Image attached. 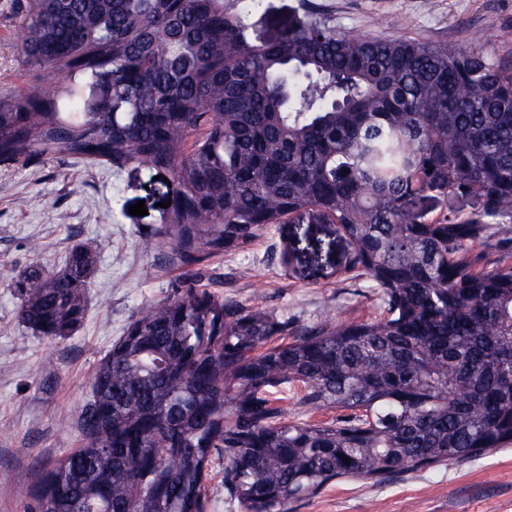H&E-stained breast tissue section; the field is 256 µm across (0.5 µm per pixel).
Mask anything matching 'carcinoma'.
<instances>
[{"mask_svg":"<svg viewBox=\"0 0 512 512\" xmlns=\"http://www.w3.org/2000/svg\"><path fill=\"white\" fill-rule=\"evenodd\" d=\"M472 33L458 50L339 33L313 13L265 31L224 0H34L20 54L39 85L0 99V164L36 151L164 169L163 234L181 263L246 249L311 212L348 243L334 275L377 295L378 317L297 326L188 285L140 313L101 361L84 443L47 469L25 512H244L350 478L382 483L512 445V63ZM112 73V96L84 91ZM481 209L429 218V202ZM95 256L17 281L18 318L62 337L86 315ZM298 384L289 419L272 390ZM348 458L349 462L342 461ZM449 208L456 211L459 216L469 217L479 211L480 207L477 198L474 196L449 197L448 201H433L431 203V213L429 216L430 218H437L442 216L443 213L448 212ZM480 257V267L493 269L500 264H512V248L501 247L496 239L476 243L472 250ZM209 500L206 512H243L237 501L224 494V458L216 460L208 487Z\"/></svg>","mask_w":512,"mask_h":512,"instance_id":"1","label":"carcinoma"}]
</instances>
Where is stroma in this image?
Returning a JSON list of instances; mask_svg holds the SVG:
<instances>
[{
	"instance_id": "obj_1",
	"label": "stroma",
	"mask_w": 512,
	"mask_h": 512,
	"mask_svg": "<svg viewBox=\"0 0 512 512\" xmlns=\"http://www.w3.org/2000/svg\"><path fill=\"white\" fill-rule=\"evenodd\" d=\"M269 19L309 11L339 32L368 38L392 33L451 50L482 30V53L512 56V0H266ZM33 0H0V96L33 88L34 73L18 52ZM397 16L398 31L381 26ZM176 186L97 160L48 154L27 165H0V471L19 470V483L0 482V512H23L46 470L82 444L79 416L96 369L136 314L194 283L216 297L296 324L365 321L378 302L363 283L336 279L346 241L335 225L314 217L277 225L242 252L211 255L190 267L160 233L164 201ZM144 202L148 213L133 216ZM90 249L96 267L83 324L47 339L17 317L15 287L35 264L57 271L74 246ZM249 268V278L239 276ZM69 421H61V414ZM290 512H512V447L374 484L340 480L291 503Z\"/></svg>"
}]
</instances>
